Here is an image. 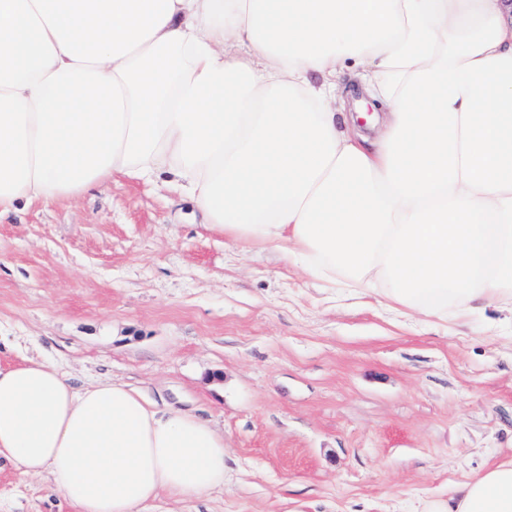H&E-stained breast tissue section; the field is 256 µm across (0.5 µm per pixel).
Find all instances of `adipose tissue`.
<instances>
[{
  "label": "adipose tissue",
  "instance_id": "adipose-tissue-1",
  "mask_svg": "<svg viewBox=\"0 0 512 512\" xmlns=\"http://www.w3.org/2000/svg\"><path fill=\"white\" fill-rule=\"evenodd\" d=\"M116 175L408 314L510 308L512 0H0V217ZM0 457L79 512L224 483L208 422L48 361L0 368ZM420 512H512V458Z\"/></svg>",
  "mask_w": 512,
  "mask_h": 512
}]
</instances>
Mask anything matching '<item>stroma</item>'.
I'll return each instance as SVG.
<instances>
[{
  "mask_svg": "<svg viewBox=\"0 0 512 512\" xmlns=\"http://www.w3.org/2000/svg\"><path fill=\"white\" fill-rule=\"evenodd\" d=\"M410 318L245 249L160 181L0 219V366L112 378L224 433V486L149 512H417L512 456V324ZM0 512H76L0 461Z\"/></svg>",
  "mask_w": 512,
  "mask_h": 512,
  "instance_id": "1",
  "label": "stroma"
}]
</instances>
